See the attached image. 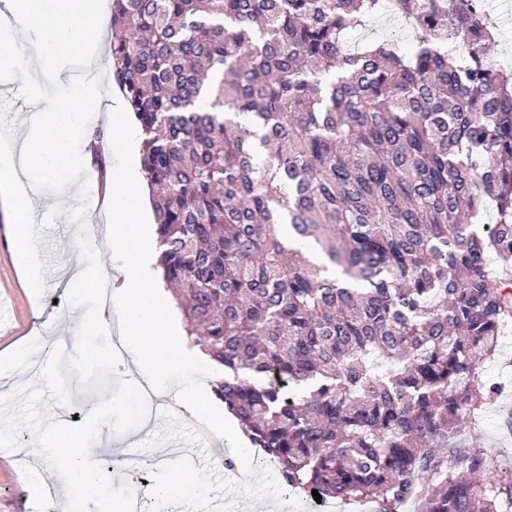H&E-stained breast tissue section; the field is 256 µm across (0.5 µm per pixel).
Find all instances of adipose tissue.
I'll use <instances>...</instances> for the list:
<instances>
[{
    "label": "adipose tissue",
    "instance_id": "obj_1",
    "mask_svg": "<svg viewBox=\"0 0 512 512\" xmlns=\"http://www.w3.org/2000/svg\"><path fill=\"white\" fill-rule=\"evenodd\" d=\"M36 27L39 41L28 58H21L17 46L28 27ZM101 31L100 0H0V79L26 78L37 71L54 80L65 79L62 59L83 61L86 72H94L99 47L88 45L89 35ZM107 109L110 121L104 132L88 123L87 113ZM105 143L118 152H132L133 142L125 122L123 97L113 92L106 99L90 95L75 86L68 96L56 99L49 111L32 113L26 127L15 131L0 144V196L11 212L16 254L24 269L32 295L42 288L40 265L33 242L36 228L27 214L32 193L17 176L18 169L45 172L55 186L54 204L65 208L80 194L81 176L91 170L95 143ZM105 196L112 223L106 247L111 259L120 263L117 276L107 267L85 264L82 252H75L76 265L71 282L77 293L94 299L98 290L119 278L112 294L111 312L96 308L84 312L74 307V340L95 335L113 316L121 324V341L128 350L123 370H133L170 395L190 412H206L213 438L223 443L227 421L213 392L200 383L199 348L188 347L175 325L164 288L157 281L155 243L144 223L149 198L132 163L105 169ZM56 461L64 478L55 486L37 481L29 484L30 496L44 512H75L79 499L99 493L100 478L94 461L74 442L69 428H53L34 437L30 444L15 448L16 464H28L32 454ZM208 488L203 478L170 476L150 489L161 503H175L179 512H204Z\"/></svg>",
    "mask_w": 512,
    "mask_h": 512
}]
</instances>
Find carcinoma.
I'll return each mask as SVG.
<instances>
[{
  "mask_svg": "<svg viewBox=\"0 0 512 512\" xmlns=\"http://www.w3.org/2000/svg\"><path fill=\"white\" fill-rule=\"evenodd\" d=\"M384 12L411 47L346 54ZM496 35L486 0H112L162 277L224 410L307 496L512 512L498 449L451 443L512 326Z\"/></svg>",
  "mask_w": 512,
  "mask_h": 512,
  "instance_id": "1",
  "label": "carcinoma"
}]
</instances>
